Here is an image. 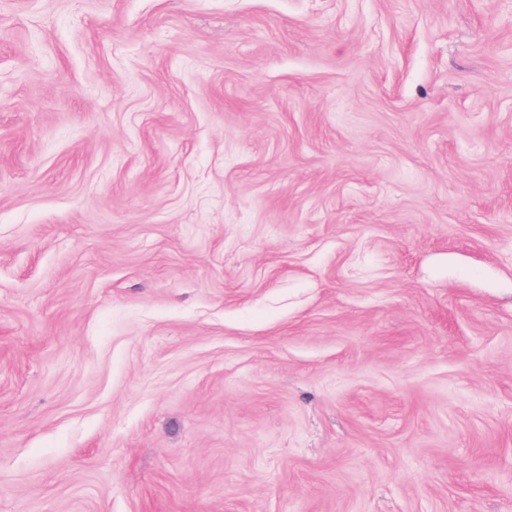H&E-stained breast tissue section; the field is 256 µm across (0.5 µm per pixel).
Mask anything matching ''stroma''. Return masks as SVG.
I'll return each mask as SVG.
<instances>
[{"label":"stroma","instance_id":"obj_1","mask_svg":"<svg viewBox=\"0 0 512 512\" xmlns=\"http://www.w3.org/2000/svg\"><path fill=\"white\" fill-rule=\"evenodd\" d=\"M0 512H512V0H0Z\"/></svg>","mask_w":512,"mask_h":512}]
</instances>
